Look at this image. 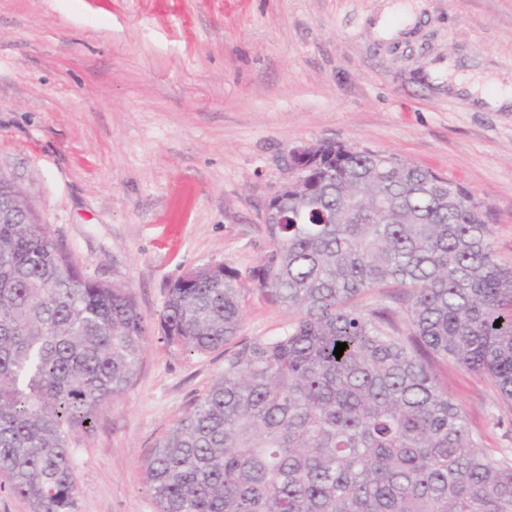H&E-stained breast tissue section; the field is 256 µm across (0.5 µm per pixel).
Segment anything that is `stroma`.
<instances>
[{
	"label": "stroma",
	"mask_w": 512,
	"mask_h": 512,
	"mask_svg": "<svg viewBox=\"0 0 512 512\" xmlns=\"http://www.w3.org/2000/svg\"><path fill=\"white\" fill-rule=\"evenodd\" d=\"M411 2L412 37L391 41L373 29L391 0H0V176L88 276L128 286L149 329L132 387L78 445L76 512H157L156 441L227 355L288 330L249 275L291 148L329 139L433 170L493 206L512 261V111L429 74L512 80V0ZM206 263L239 270L246 298L236 339L198 353L159 317L169 284ZM437 371L501 458L512 404L483 374Z\"/></svg>",
	"instance_id": "35a3bbf8"
}]
</instances>
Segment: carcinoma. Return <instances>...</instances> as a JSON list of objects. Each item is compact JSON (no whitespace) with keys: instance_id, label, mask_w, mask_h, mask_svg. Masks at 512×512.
Masks as SVG:
<instances>
[{"instance_id":"carcinoma-1","label":"carcinoma","mask_w":512,"mask_h":512,"mask_svg":"<svg viewBox=\"0 0 512 512\" xmlns=\"http://www.w3.org/2000/svg\"><path fill=\"white\" fill-rule=\"evenodd\" d=\"M316 151L264 214L251 272L294 322L227 357L152 449L157 512H512V464L482 448L434 370L482 373L512 403V262L492 211L394 154ZM243 304L235 268L198 265L160 327L213 352ZM146 337L130 289L87 276L31 207L0 221V476L30 512H75L76 445L131 386Z\"/></svg>"}]
</instances>
